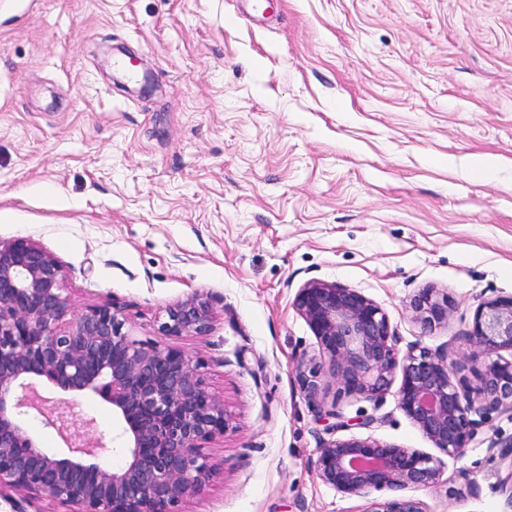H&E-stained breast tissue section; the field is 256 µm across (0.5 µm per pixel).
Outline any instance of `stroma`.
Masks as SVG:
<instances>
[{
	"label": "stroma",
	"instance_id": "1",
	"mask_svg": "<svg viewBox=\"0 0 512 512\" xmlns=\"http://www.w3.org/2000/svg\"><path fill=\"white\" fill-rule=\"evenodd\" d=\"M134 56L148 88L122 78ZM64 265L71 314L110 303L157 341L167 307L213 305L198 362L229 425L181 512H365L321 483L329 441L293 366L318 356L293 300L311 280L386 312L400 349L463 359L476 310L512 294V0H0V241ZM448 296L424 331L419 290ZM396 389L349 401L367 435L432 446ZM482 428L414 489L425 512H501Z\"/></svg>",
	"mask_w": 512,
	"mask_h": 512
}]
</instances>
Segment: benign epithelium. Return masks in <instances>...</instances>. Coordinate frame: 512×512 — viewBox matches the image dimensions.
<instances>
[{"instance_id":"obj_1","label":"benign epithelium","mask_w":512,"mask_h":512,"mask_svg":"<svg viewBox=\"0 0 512 512\" xmlns=\"http://www.w3.org/2000/svg\"><path fill=\"white\" fill-rule=\"evenodd\" d=\"M65 280L63 264L39 243L0 241V497L16 493L8 497L12 512H31L42 501L69 512H179V503L210 476L202 444L224 435V406L189 356L133 338L112 305L69 316ZM293 306L319 346V357L295 365L300 391L316 405L323 431H352L319 448L315 475L348 496L383 493L366 512H423L408 490L435 483L443 458L461 460L483 425L512 414V358L501 355L512 353V295L477 310L468 368L443 348L400 353L382 307L353 288L312 280L299 288ZM409 308L425 331L448 321V296L432 288L415 294ZM211 319L208 298L195 295L166 310L158 333L204 336ZM465 369L478 382L474 394L459 376ZM397 373V405L435 456L355 434L374 418L349 417L339 408L344 397L377 399ZM331 380L341 387L331 404H321ZM39 381L111 406L117 422L112 447L124 455L121 466H106L89 451L41 447L25 428L27 419L39 417L65 432L82 420L70 412L45 414L28 400V388ZM486 452L484 474L461 468L459 478L474 495L480 480L495 479L503 512H512V440H492Z\"/></svg>"}]
</instances>
